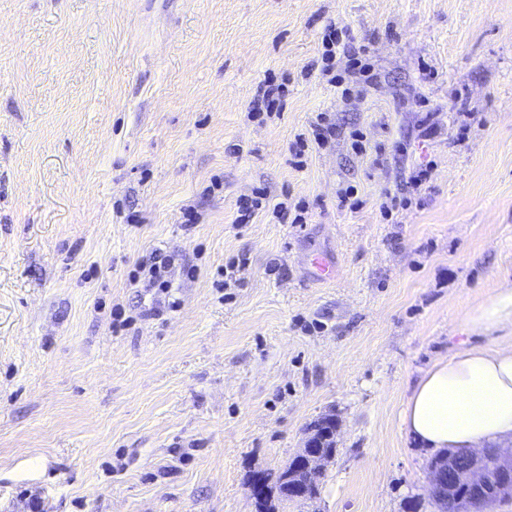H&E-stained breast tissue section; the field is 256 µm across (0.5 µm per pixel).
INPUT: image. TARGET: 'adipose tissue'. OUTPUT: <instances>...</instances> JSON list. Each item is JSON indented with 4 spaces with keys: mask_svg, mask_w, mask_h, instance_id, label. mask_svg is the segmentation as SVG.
I'll return each mask as SVG.
<instances>
[{
    "mask_svg": "<svg viewBox=\"0 0 512 512\" xmlns=\"http://www.w3.org/2000/svg\"><path fill=\"white\" fill-rule=\"evenodd\" d=\"M465 324L488 342L435 361L401 414L403 429L430 448L466 452L512 438V288L498 289Z\"/></svg>",
    "mask_w": 512,
    "mask_h": 512,
    "instance_id": "1",
    "label": "adipose tissue"
}]
</instances>
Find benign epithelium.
<instances>
[{"mask_svg":"<svg viewBox=\"0 0 512 512\" xmlns=\"http://www.w3.org/2000/svg\"><path fill=\"white\" fill-rule=\"evenodd\" d=\"M339 424L336 420L321 418L309 429L301 448L291 458V470L288 473L290 489L289 498L302 500L306 496L303 483L322 477L325 465L333 458L336 448L328 447V442H336ZM495 461L497 465V492L488 497L482 496L476 501V512L496 503L512 500V444L483 448L473 451L461 460L433 463L428 467L429 500L440 503L448 494V487L462 484L475 491L483 489L489 480L486 463Z\"/></svg>","mask_w":512,"mask_h":512,"instance_id":"7a95c632","label":"benign epithelium"}]
</instances>
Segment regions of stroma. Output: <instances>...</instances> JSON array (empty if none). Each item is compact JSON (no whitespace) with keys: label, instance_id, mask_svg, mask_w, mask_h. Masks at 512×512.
<instances>
[{"label":"stroma","instance_id":"obj_1","mask_svg":"<svg viewBox=\"0 0 512 512\" xmlns=\"http://www.w3.org/2000/svg\"><path fill=\"white\" fill-rule=\"evenodd\" d=\"M331 23L372 84L314 68ZM259 188L305 223H238ZM158 247L166 293L133 276ZM505 287L512 0H0V512H256L248 475L325 415L336 455L286 512H434L400 414ZM287 92L288 78H283L280 83L274 80L266 81L252 102V112L250 113L255 117H260L261 114L271 117L275 110L280 111L281 103ZM429 177V170L427 169H418L416 170L415 174L411 178V182L409 183L410 186L404 187V185L396 184V186L393 185H385L381 189V194L383 197L389 201L390 208L387 206L385 214H388L389 211H391L392 208L396 207L397 205H403L408 199L404 196L405 191L408 190V188H411L413 192L420 193L421 187L423 185V182L427 180Z\"/></svg>","mask_w":512,"mask_h":512}]
</instances>
